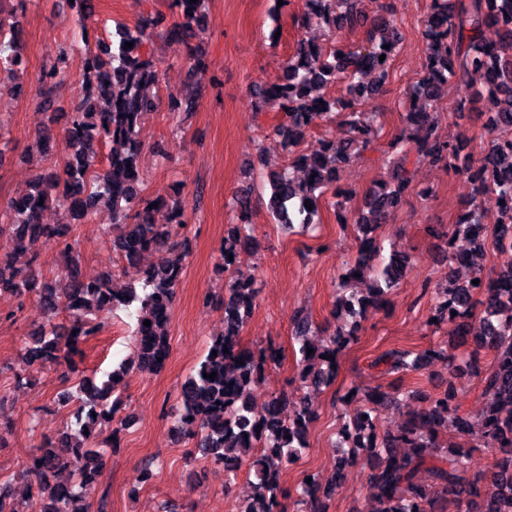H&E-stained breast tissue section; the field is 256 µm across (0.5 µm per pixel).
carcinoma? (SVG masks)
<instances>
[{"mask_svg":"<svg viewBox=\"0 0 512 512\" xmlns=\"http://www.w3.org/2000/svg\"><path fill=\"white\" fill-rule=\"evenodd\" d=\"M203 0H176L181 22L174 25L168 40L179 56L187 46L185 33L204 19ZM301 25H316L336 34L365 22L363 0H302ZM491 0H430L424 19L425 57L422 75L409 94L408 107L401 114L402 129L390 149L403 146L392 161L387 179L377 182L363 209L354 214L358 248L354 261L339 280L334 314L350 322L325 339L314 342L312 323L296 313L292 317L299 341L302 387L319 391L336 379L338 351L357 340L360 323L368 314L387 303L386 295L397 287L410 263L402 252L381 253L379 230L388 211L398 207L410 189V158L422 157L432 163L451 164L459 145L442 137L434 102L450 82L470 88L472 73L485 78L484 90L476 92L491 103L485 127L491 138L487 151L476 166V192L463 205L466 220L448 225V264L469 266V279H448L435 289L433 317L458 325L472 337L468 371L479 381L486 403L478 418L481 443L494 456L493 470L484 475V484L466 479L469 453L462 444H444L439 431L451 426L460 438L470 435L472 418L451 404L455 395L459 356L451 351L426 349L412 352L403 348L385 351L376 361L386 373L416 371L434 362L448 367V390L430 400L417 413L410 408L414 395L377 386L366 390L368 407L344 420L338 430L341 458L335 479L322 483L317 473L311 482L301 481L297 504L303 512H326L327 501L336 489V479L364 448L376 462L369 475L372 512H512V261L495 275L484 272L480 260L491 250L512 251V207L498 209L492 232L482 223V199L490 193L498 200H512V0H498L492 12ZM151 21L142 20L136 29L118 28V43L108 59L85 47L83 99L70 112L65 130L67 156L55 158L50 127V83L66 70L70 50L59 51L57 62L41 76L44 126L39 131L46 159L55 173L39 177L26 193L9 199L0 210V291H9L23 301L34 295L48 315L39 335L25 342L28 364L51 367L80 353V347L101 332V314L118 306L138 303V314L130 336L133 356L104 374L100 383L87 378L75 382V392H64L59 403H75L71 416L74 427L57 438L46 440L32 456L28 472L36 478L30 503L15 502L11 487L0 483V512H91L79 488L92 482L99 470L88 462L101 458L97 446V426L118 421L122 399L118 378L129 368L153 373L170 356L168 327L177 288L186 268V252L172 232L187 223V202L174 198L167 207L171 219L167 227L147 217L152 200L140 197L143 147L136 138L142 115L160 106V75L152 60L138 48L147 36ZM401 34L396 25L383 21L367 31L366 42L348 45L332 39L326 47L312 38L297 41L294 52L282 62L283 79L269 85L262 101L278 103L281 117L272 125V135L288 152V163L271 172L268 210L275 223L288 227L314 223L320 199L333 192L339 212L350 209V195L337 189L340 172L370 149L379 132L380 113L368 112L361 102L378 92L389 79L390 62ZM133 47H126V43ZM389 48H383V45ZM384 60H379L380 56ZM26 65L15 33V22L0 8V71L14 72ZM342 86L338 96L325 97L320 90ZM336 113L346 127L345 138H320L307 153L297 151L307 129L317 118ZM112 144L107 163L94 168L97 149ZM251 188L235 197L240 223L224 237L223 266L229 256H238L252 239L253 225L247 223ZM313 205L307 209L305 202ZM104 203L112 209V244L131 273L139 276L138 287L118 291L112 288V272L84 280L77 269V239L72 225L85 222L94 208ZM60 206L68 213L67 224L43 223L44 212ZM44 239L56 240L67 269L59 284L38 277L31 269L16 266L15 257L38 256ZM160 254L150 268L138 265L145 251ZM360 277H354V274ZM358 279L363 288L347 287L346 280ZM479 284H472V280ZM258 295L252 282L229 279L220 299L224 309V332L214 337L195 373L181 386V413L176 430L195 441L205 457L224 468L231 479L238 476L246 459H251V498L244 512H280L278 494L285 464L307 448L310 425L317 409L308 395L293 401L285 393L269 397L254 411L251 393L261 383L272 350H248L239 336ZM68 313L69 324L55 321L59 311ZM456 315H451V312ZM150 321L151 326L144 325ZM313 353H307V349ZM217 355H212V351ZM488 351L492 361L481 365ZM215 374V379L203 373ZM404 407L402 421L393 429L379 430L380 407Z\"/></svg>","mask_w":512,"mask_h":512,"instance_id":"1","label":"carcinoma"}]
</instances>
